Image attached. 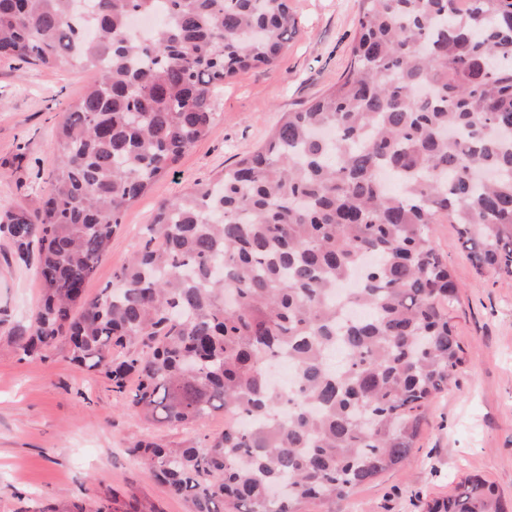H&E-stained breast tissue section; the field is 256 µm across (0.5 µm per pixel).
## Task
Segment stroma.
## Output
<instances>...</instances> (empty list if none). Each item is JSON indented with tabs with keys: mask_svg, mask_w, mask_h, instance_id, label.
<instances>
[{
	"mask_svg": "<svg viewBox=\"0 0 512 512\" xmlns=\"http://www.w3.org/2000/svg\"><path fill=\"white\" fill-rule=\"evenodd\" d=\"M290 3L298 32L276 66L225 82L210 133L127 209L86 285L89 296L141 248L160 202L260 147L284 113L347 72L359 0ZM93 78L89 69L0 63V202L40 205L55 167L57 123ZM431 234L459 283L451 313L464 361L434 399L408 464L305 512H425L428 501L469 475L512 499V278L477 274L456 225H432ZM40 298L36 255L20 260L0 233V512H70L115 492L150 501L158 512H189L127 452L136 439L181 443L186 430L128 408L104 377L72 363L66 348L43 357L18 351L9 331L30 323Z\"/></svg>",
	"mask_w": 512,
	"mask_h": 512,
	"instance_id": "obj_1",
	"label": "stroma"
}]
</instances>
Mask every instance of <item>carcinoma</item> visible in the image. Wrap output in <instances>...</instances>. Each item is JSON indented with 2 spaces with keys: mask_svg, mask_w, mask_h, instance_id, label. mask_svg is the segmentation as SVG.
I'll return each mask as SVG.
<instances>
[{
  "mask_svg": "<svg viewBox=\"0 0 512 512\" xmlns=\"http://www.w3.org/2000/svg\"><path fill=\"white\" fill-rule=\"evenodd\" d=\"M0 0V61L91 69L58 126L41 205L0 203L35 250L29 357L61 344L158 423L224 430L129 453L192 512H302L408 463L463 361L458 293L430 225L512 277V0H360L347 74L224 174L162 201L143 248L85 284L124 211L211 130L214 98L275 64L289 0ZM166 12L149 39L134 15ZM349 278L356 287L336 290ZM293 388L266 370L283 353ZM135 377L133 387L127 379ZM117 497L90 511L154 512ZM426 512H512L479 476Z\"/></svg>",
  "mask_w": 512,
  "mask_h": 512,
  "instance_id": "obj_1",
  "label": "carcinoma"
}]
</instances>
